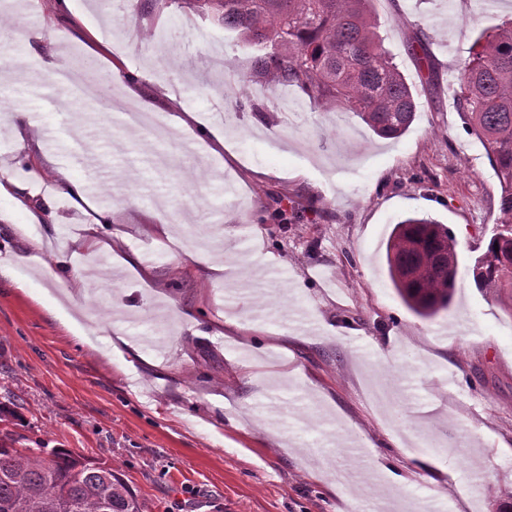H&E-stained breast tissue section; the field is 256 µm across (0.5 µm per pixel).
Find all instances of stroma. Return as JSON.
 <instances>
[{
	"label": "stroma",
	"instance_id": "obj_1",
	"mask_svg": "<svg viewBox=\"0 0 512 512\" xmlns=\"http://www.w3.org/2000/svg\"><path fill=\"white\" fill-rule=\"evenodd\" d=\"M79 3L93 28L62 17L57 0H0V20L18 38L0 48V96L11 112L40 113L31 154L67 160L118 223H142L163 203L171 221L222 238L214 256L229 278L210 282L174 245L140 236L151 279L107 264L93 276L105 292L76 301L90 317V346L0 278V402L13 400L20 418L0 432L120 470L149 512H368L377 496L392 512L511 506L512 315L467 272L492 233L499 187L456 100L475 36L511 18L512 0H373L383 46L417 102L415 123L395 141L335 107L311 108L296 87L253 81L258 49L209 12L180 0H123L116 14L100 0ZM31 13L53 38H38ZM62 43L113 69V86L133 88L148 114L187 107L214 117L237 146L223 152L225 169L184 152L169 127L129 130L104 98L46 78L25 87L27 69ZM75 125L95 167L70 147ZM258 165L296 175L265 176ZM22 200L0 197V211L21 224L43 213L37 231L59 246L32 249L0 224V258L62 294L52 270L75 248L68 224L85 217L62 195ZM407 214L447 224L458 242L456 302L431 321L413 315L387 277L385 243ZM259 251L276 256L278 274L252 261ZM257 276L261 298L232 293L235 280ZM299 307L318 332L290 324ZM115 308L132 317L125 373L101 353ZM463 317L471 331L460 335ZM247 319L273 330L238 329ZM379 463L410 483L385 480ZM445 467L458 482H446Z\"/></svg>",
	"mask_w": 512,
	"mask_h": 512
}]
</instances>
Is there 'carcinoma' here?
Instances as JSON below:
<instances>
[{
    "mask_svg": "<svg viewBox=\"0 0 512 512\" xmlns=\"http://www.w3.org/2000/svg\"><path fill=\"white\" fill-rule=\"evenodd\" d=\"M245 44L265 53L256 77L336 106L385 139L407 133L416 101L371 18V0H202ZM459 107L499 184L501 227L468 268L475 287L512 290V21L481 30L460 68ZM388 278L415 316L432 320L456 295L460 256L447 225L407 216L386 243ZM0 437V512H147L123 474L68 448H17Z\"/></svg>",
    "mask_w": 512,
    "mask_h": 512,
    "instance_id": "1",
    "label": "carcinoma"
}]
</instances>
